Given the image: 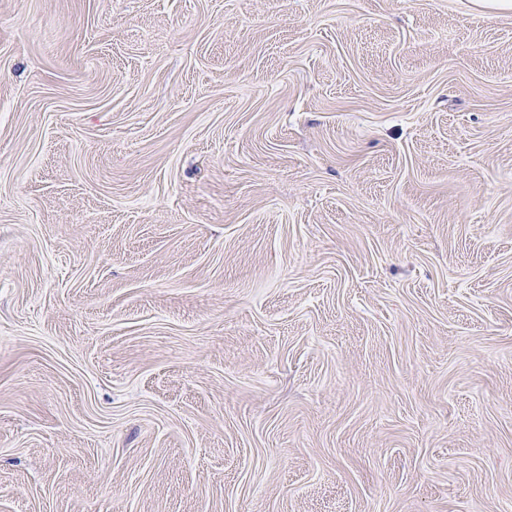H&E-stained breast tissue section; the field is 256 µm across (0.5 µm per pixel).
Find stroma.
I'll use <instances>...</instances> for the list:
<instances>
[{"label":"stroma","mask_w":512,"mask_h":512,"mask_svg":"<svg viewBox=\"0 0 512 512\" xmlns=\"http://www.w3.org/2000/svg\"><path fill=\"white\" fill-rule=\"evenodd\" d=\"M0 512H512V8L0 0Z\"/></svg>","instance_id":"stroma-1"}]
</instances>
